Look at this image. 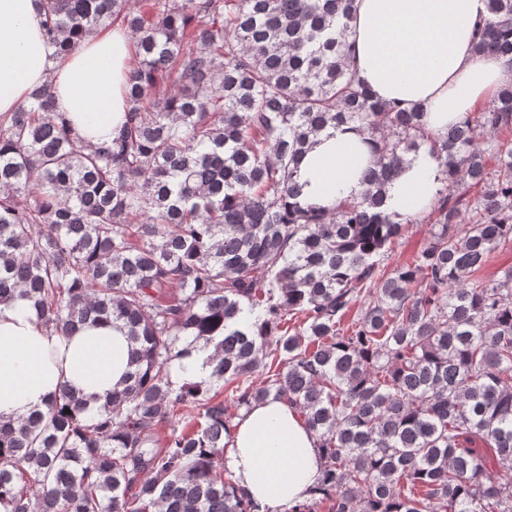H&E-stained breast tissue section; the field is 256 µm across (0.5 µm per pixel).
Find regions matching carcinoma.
I'll return each mask as SVG.
<instances>
[{
	"label": "carcinoma",
	"instance_id": "carcinoma-1",
	"mask_svg": "<svg viewBox=\"0 0 512 512\" xmlns=\"http://www.w3.org/2000/svg\"><path fill=\"white\" fill-rule=\"evenodd\" d=\"M353 2L42 0L54 61L120 23L135 64L109 144L86 145L48 84L0 114V304L31 302L60 336L109 318L135 349L96 415L64 384L0 424V512H257L224 433L230 407L271 396L324 460L289 512H512V267L481 276L512 245V149L492 140L512 131V86L430 132L423 105L356 82ZM488 11L472 51L512 57V0ZM348 124L376 153L364 192L303 201L301 159ZM422 150L444 167L433 231L388 274L404 220L381 205ZM194 348L213 349L209 377L175 389Z\"/></svg>",
	"mask_w": 512,
	"mask_h": 512
}]
</instances>
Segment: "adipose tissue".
Returning <instances> with one entry per match:
<instances>
[{"label":"adipose tissue","mask_w":512,"mask_h":512,"mask_svg":"<svg viewBox=\"0 0 512 512\" xmlns=\"http://www.w3.org/2000/svg\"><path fill=\"white\" fill-rule=\"evenodd\" d=\"M487 0H355L351 69L377 98L420 103L435 133L478 111L512 85V62L472 52ZM40 0H0V114L16 111L35 88L51 84L60 110L87 142L110 140L125 120L130 67L127 32L87 36L61 66L42 37ZM372 150L356 128L329 127L302 162L307 202L332 206L360 196ZM442 167L427 154L409 160L389 185L395 210L411 217L429 208ZM131 345L112 323L62 337L30 303L0 305V421L45 410L61 384L101 406L128 371ZM224 463L261 512H290L321 476L316 438L281 399L251 404L235 419Z\"/></svg>","instance_id":"adipose-tissue-1"}]
</instances>
